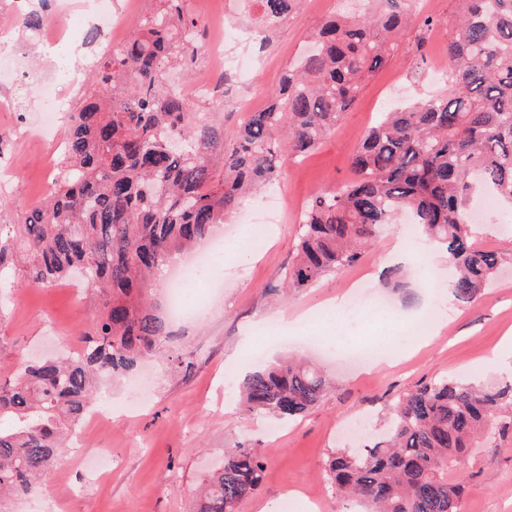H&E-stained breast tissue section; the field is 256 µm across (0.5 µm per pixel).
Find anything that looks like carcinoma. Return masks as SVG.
Returning a JSON list of instances; mask_svg holds the SVG:
<instances>
[{"instance_id":"obj_1","label":"carcinoma","mask_w":512,"mask_h":512,"mask_svg":"<svg viewBox=\"0 0 512 512\" xmlns=\"http://www.w3.org/2000/svg\"><path fill=\"white\" fill-rule=\"evenodd\" d=\"M373 2L371 13L322 23L231 146L223 113L195 111L169 82L174 68L192 72L203 49L184 0H159L124 45L94 58L46 201L0 225V277L55 288L81 269L99 288L98 314L79 352L35 363L19 352L15 372L0 381V494L31 490L101 384L167 351L166 323L148 301L152 278L276 179L282 137L290 158L314 151L364 78L394 55L410 0ZM460 2L448 38V95L383 113L352 155L354 177L309 200L288 290L354 265L403 211L452 260L460 301L476 300L512 259L475 246L467 217L473 177L512 216V0ZM252 3L269 30L300 0ZM327 388L314 368L260 362L240 394L248 411L289 419L315 408ZM494 430L512 432V383L484 388L443 377L400 399L373 445L336 451L328 477L366 512H461L467 487L454 475L474 441ZM265 468L254 449H232L209 475L197 512H238Z\"/></svg>"}]
</instances>
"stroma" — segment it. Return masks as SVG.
<instances>
[{
    "label": "stroma",
    "mask_w": 512,
    "mask_h": 512,
    "mask_svg": "<svg viewBox=\"0 0 512 512\" xmlns=\"http://www.w3.org/2000/svg\"><path fill=\"white\" fill-rule=\"evenodd\" d=\"M49 27L17 29L24 47L20 67L32 70L28 84L15 85L9 60L12 49L0 50V87L12 86L16 109L0 108V142L26 157L25 167L10 174L0 197V224L17 220V205H38L44 185L55 172L48 159L58 156L66 123L48 130L43 140L29 138L32 124L46 109L41 75L69 66L84 74L91 55L75 49L87 27L88 14L76 0H60ZM188 15L209 37L226 38L245 66L236 97H216L224 113V139L233 142L242 122L236 101L265 106L280 78L303 50L309 33L328 16L361 12L363 0H304L301 9L269 34L265 50L254 39L260 33L256 11L243 0H185ZM416 13L431 17L435 27L423 54L414 44L417 23L400 36V48L364 86L356 104L345 112L324 142L305 157L288 160L272 189L282 201L277 216L265 207L269 190L246 198L219 231L224 236V262L212 275L213 288L203 293L200 309L171 326V351L187 353L184 370L167 355L142 361L130 376L106 383L100 407L119 408L130 383H141L148 403L132 417L112 425L79 426L65 453L64 467H51L36 489L5 503V512H195V493L226 449L245 444L267 461L258 491L240 512L270 506L279 512L283 499L294 496L296 512H356L352 501L339 500L327 479L326 464L339 448L361 447L381 431L387 409L404 394L438 376L476 379L485 387L512 383V267H506L472 303L455 300L447 265L434 264L431 247L412 242L406 217L393 218L372 248L348 269L328 275L311 287L287 290L283 284L298 243L299 225L313 193L352 178L351 156L364 132L381 113L418 99L444 93V80L434 70L447 66L448 28L460 11L459 0H418ZM411 246L415 265L395 264L396 250ZM388 300L391 312L363 311L357 320L343 310L310 318L301 336L318 337L302 355L326 372L330 392L306 416L282 422L248 413L239 401L245 366L254 353L270 361L289 354L270 351L272 337L284 335L296 315L327 300L345 299L349 286ZM7 308L0 315V380L16 368L15 353L49 358L81 346V335L97 314L96 293L75 280L55 288H37L17 279L5 291ZM337 336L336 346L326 339ZM398 336L413 352L397 364L378 369L351 362L359 351L376 349L381 337ZM501 358H491L495 348ZM111 448L120 460L109 478L86 471L78 456L91 441ZM461 470L468 494L463 512H512V433L480 441Z\"/></svg>",
    "instance_id": "35a3bbf8"
}]
</instances>
